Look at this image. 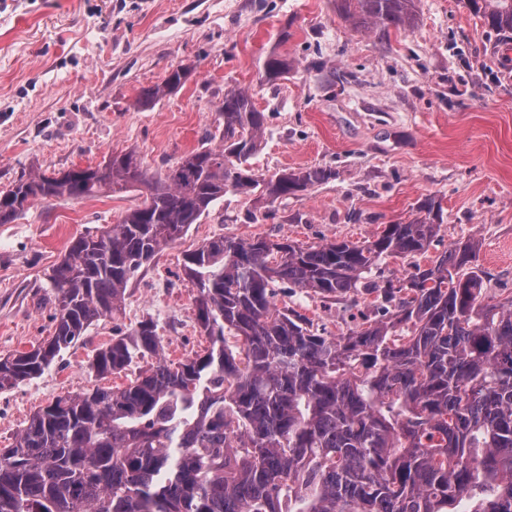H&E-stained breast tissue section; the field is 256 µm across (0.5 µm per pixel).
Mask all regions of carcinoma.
I'll list each match as a JSON object with an SVG mask.
<instances>
[{
    "label": "carcinoma",
    "instance_id": "obj_1",
    "mask_svg": "<svg viewBox=\"0 0 512 512\" xmlns=\"http://www.w3.org/2000/svg\"><path fill=\"white\" fill-rule=\"evenodd\" d=\"M498 35L512 0H467ZM416 0H336L354 29L383 39L414 23ZM288 73L274 53L262 80ZM190 74L177 68L141 90L146 108ZM220 145L150 174L134 151L106 168L33 171L0 191V224L35 200L83 199L143 184L148 194L117 223L75 239L51 271L54 332L0 357V390L38 377L95 321L112 317L127 285L227 193L272 204L336 177L330 167L272 175L249 164L267 115L245 89L224 91ZM386 224L361 244L304 245L287 237H217L185 254L195 316L210 346L160 358L126 387L96 386L37 409L0 448V512H512V297L486 299L487 274L469 239L428 266L440 203ZM400 258L402 279L380 265ZM326 301L372 295L377 316L327 338L275 288ZM235 338L229 344L227 336ZM144 321L94 354L99 377L156 356Z\"/></svg>",
    "mask_w": 512,
    "mask_h": 512
}]
</instances>
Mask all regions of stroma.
<instances>
[{
    "instance_id": "obj_1",
    "label": "stroma",
    "mask_w": 512,
    "mask_h": 512,
    "mask_svg": "<svg viewBox=\"0 0 512 512\" xmlns=\"http://www.w3.org/2000/svg\"><path fill=\"white\" fill-rule=\"evenodd\" d=\"M466 3L418 0L414 25L381 42L353 29L334 0H0V191L34 170L94 167L129 150L149 172L165 170L210 145L231 87L249 89L268 115L253 169L336 172L305 196L277 200L270 218L244 194L212 205L135 274L119 312L94 322L39 377L0 391V448L57 397L134 379L146 360L104 378L89 363L140 322L157 324L168 361L203 353L197 290L182 266L212 238L359 244L415 220L432 197L443 224L422 263L477 237L488 299L512 296V40L500 41ZM272 52L288 60L273 85L261 80ZM181 66L191 69L181 87L138 105L141 88ZM146 192L41 200L0 224V357L52 335V266L74 238L115 223ZM276 301L327 336L375 312L366 295L336 305L281 290Z\"/></svg>"
}]
</instances>
